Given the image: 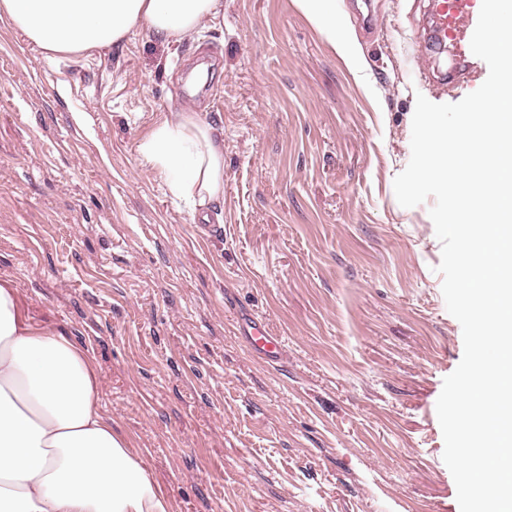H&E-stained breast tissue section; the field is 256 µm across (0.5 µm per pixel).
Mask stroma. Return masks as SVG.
Wrapping results in <instances>:
<instances>
[{"mask_svg":"<svg viewBox=\"0 0 512 512\" xmlns=\"http://www.w3.org/2000/svg\"><path fill=\"white\" fill-rule=\"evenodd\" d=\"M224 0L179 43L46 53L0 20V280L93 356L175 512H460L436 413L463 355L430 202L402 207L424 0ZM224 130L209 222L141 159L172 106ZM282 336L277 361L236 325ZM332 0H300L302 6L309 12L312 21L326 33L328 38L336 46V41L344 50H348L350 44L344 39L340 30L336 31V16L328 11V3Z\"/></svg>","mask_w":512,"mask_h":512,"instance_id":"stroma-1","label":"stroma"}]
</instances>
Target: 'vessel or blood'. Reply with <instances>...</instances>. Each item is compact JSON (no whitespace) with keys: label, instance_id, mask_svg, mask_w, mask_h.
Here are the masks:
<instances>
[{"label":"vessel or blood","instance_id":"obj_1","mask_svg":"<svg viewBox=\"0 0 512 512\" xmlns=\"http://www.w3.org/2000/svg\"><path fill=\"white\" fill-rule=\"evenodd\" d=\"M481 3L482 0H429V43L435 49H452L455 69L470 67L474 59L470 41ZM243 339L250 349L269 358L277 357L283 348L281 337L261 323L251 324Z\"/></svg>","mask_w":512,"mask_h":512}]
</instances>
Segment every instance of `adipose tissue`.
Segmentation results:
<instances>
[{"label": "adipose tissue", "instance_id": "ef3b65f1", "mask_svg": "<svg viewBox=\"0 0 512 512\" xmlns=\"http://www.w3.org/2000/svg\"><path fill=\"white\" fill-rule=\"evenodd\" d=\"M223 10V0H0V18L61 54L115 47L141 28L179 41ZM139 151L192 212L223 200L224 131L200 113H171ZM100 384L88 351L32 325L0 281V512H172L146 457L101 411Z\"/></svg>", "mask_w": 512, "mask_h": 512}]
</instances>
